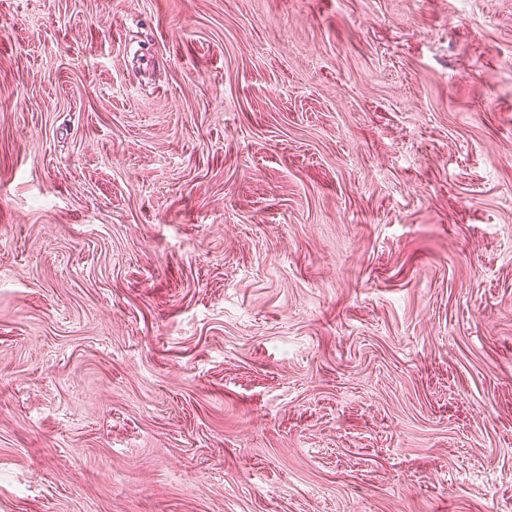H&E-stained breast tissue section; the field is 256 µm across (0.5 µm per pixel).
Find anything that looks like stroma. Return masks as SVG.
Instances as JSON below:
<instances>
[{"mask_svg":"<svg viewBox=\"0 0 512 512\" xmlns=\"http://www.w3.org/2000/svg\"><path fill=\"white\" fill-rule=\"evenodd\" d=\"M0 512H512V0H0Z\"/></svg>","mask_w":512,"mask_h":512,"instance_id":"obj_1","label":"stroma"}]
</instances>
